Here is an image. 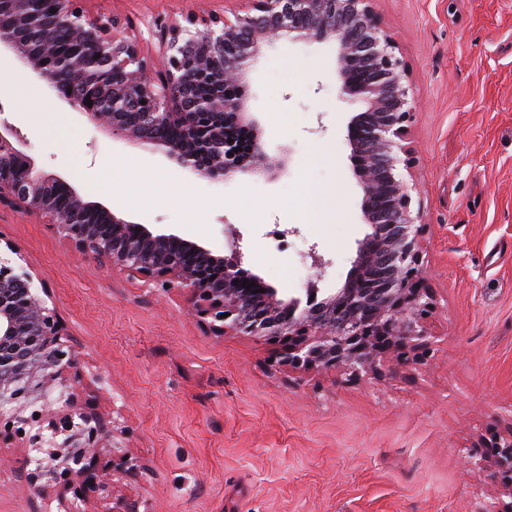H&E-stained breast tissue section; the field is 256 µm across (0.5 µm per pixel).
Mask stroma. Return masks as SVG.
I'll return each mask as SVG.
<instances>
[{
    "label": "stroma",
    "mask_w": 512,
    "mask_h": 512,
    "mask_svg": "<svg viewBox=\"0 0 512 512\" xmlns=\"http://www.w3.org/2000/svg\"><path fill=\"white\" fill-rule=\"evenodd\" d=\"M128 18L161 64L157 26L190 11L233 16L247 0H87ZM393 38L413 102L403 177L424 227L422 273L435 335L425 364L359 380L288 370L260 339L213 335L186 297L128 278L77 252L42 218L0 210V256L33 278L77 351L75 396L114 420L142 469L117 491L151 512H474L502 485L467 464L491 434L512 432V0H372ZM0 121L24 135L38 169L133 224L225 254L279 297L329 294L345 281L368 231L346 141L361 101L342 96L332 44L282 37L247 75V106L278 167L227 181L190 173L150 145L111 136L70 109L10 52ZM32 99L41 114L22 106ZM283 124L269 128L270 113ZM136 158L154 202L113 200L99 168ZM338 192L328 211H297ZM265 202L259 216L246 206ZM321 266H314L312 255ZM0 429V512H53L24 481L27 453Z\"/></svg>",
    "instance_id": "stroma-1"
}]
</instances>
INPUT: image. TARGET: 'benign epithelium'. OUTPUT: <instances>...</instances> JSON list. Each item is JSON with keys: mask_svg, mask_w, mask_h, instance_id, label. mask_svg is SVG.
Listing matches in <instances>:
<instances>
[{"mask_svg": "<svg viewBox=\"0 0 512 512\" xmlns=\"http://www.w3.org/2000/svg\"><path fill=\"white\" fill-rule=\"evenodd\" d=\"M82 2L53 0L56 13L50 20L69 28L71 37L66 53L49 57L28 39L30 30L45 23L33 9L37 0H0V49L14 53L73 109L112 135L158 146L179 167L210 179L275 168L244 95L224 97V84L243 88L263 46L282 35L334 43L341 93L366 105L349 122L346 140L371 232L359 243L341 288L321 297L312 285L305 300H284L243 267L239 250L218 255L177 235L156 234L84 200L66 180L42 174L18 129L6 124L0 125V207L41 216L76 251L131 279L169 285L191 301L195 315L216 336L233 332L279 345L278 364L291 370L359 379L384 362L404 366L426 360L433 335L427 327L432 296L420 280L423 227L412 216L399 172L410 165L404 140L413 106L402 61L372 0H252L253 13L232 20L188 14L184 23L159 29L165 56L158 79L138 40L117 34L121 21L91 17ZM67 72L84 79L69 93L59 82ZM201 83L213 94L196 95L194 87ZM162 127L179 129L181 137L157 136ZM241 131L249 134L246 155L237 150ZM59 189L70 200L65 210L54 203ZM74 357L55 308L33 291L29 274L0 256V420L16 424L31 453L25 481L53 494L57 512H83L75 502L80 494L90 489L111 494L118 470L138 467L122 451L115 426L74 408ZM56 389L62 406L50 412ZM488 466L501 474L504 490L477 512H512V432L492 436L472 461L476 474ZM112 512L151 510L112 494Z\"/></svg>", "mask_w": 512, "mask_h": 512, "instance_id": "obj_1", "label": "benign epithelium"}]
</instances>
